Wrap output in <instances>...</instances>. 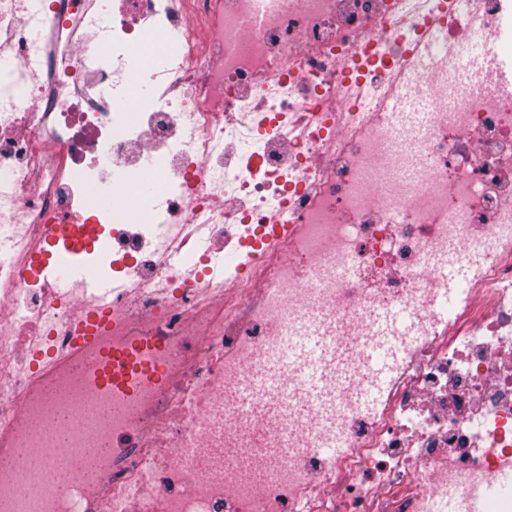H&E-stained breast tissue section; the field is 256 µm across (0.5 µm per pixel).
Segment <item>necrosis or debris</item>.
Returning <instances> with one entry per match:
<instances>
[{
    "mask_svg": "<svg viewBox=\"0 0 512 512\" xmlns=\"http://www.w3.org/2000/svg\"><path fill=\"white\" fill-rule=\"evenodd\" d=\"M428 6L429 115L399 130L415 0H0V425L39 408L34 352L66 354L89 302L30 272L49 224L103 225L112 342L155 340L161 372L101 425V479L47 512H433L512 470V0ZM477 40L496 56L461 63ZM203 229L244 253L224 287L166 260ZM456 249L471 277L446 310ZM390 307L409 325L366 405L362 345ZM314 313L345 386L310 406L284 364L287 404L237 408Z\"/></svg>",
    "mask_w": 512,
    "mask_h": 512,
    "instance_id": "obj_1",
    "label": "necrosis or debris"
}]
</instances>
